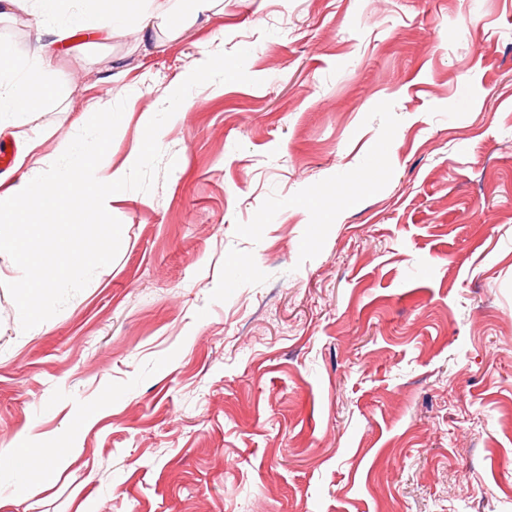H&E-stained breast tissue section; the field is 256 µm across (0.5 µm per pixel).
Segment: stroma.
Returning a JSON list of instances; mask_svg holds the SVG:
<instances>
[{
    "label": "stroma",
    "instance_id": "obj_1",
    "mask_svg": "<svg viewBox=\"0 0 512 512\" xmlns=\"http://www.w3.org/2000/svg\"><path fill=\"white\" fill-rule=\"evenodd\" d=\"M56 70L34 159L96 98L126 180L29 335L0 255V444L78 451L0 512H512V0H224Z\"/></svg>",
    "mask_w": 512,
    "mask_h": 512
}]
</instances>
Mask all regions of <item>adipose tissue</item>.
I'll return each mask as SVG.
<instances>
[{"mask_svg":"<svg viewBox=\"0 0 512 512\" xmlns=\"http://www.w3.org/2000/svg\"><path fill=\"white\" fill-rule=\"evenodd\" d=\"M222 0H92L79 11L68 10L66 0H0V16L23 12L35 31H54L53 40L36 42L29 61H20L14 50L0 48V134L21 122L37 120L44 101L53 96L56 85L50 76L61 48L58 36L75 28L87 37H113L130 23L140 29L163 26L168 37L187 36L199 23L208 21ZM86 135L60 142V166L30 176L24 169L35 149L25 141L15 159L21 177L12 179L0 192V254L15 259L25 271L16 305L15 331L23 335L38 328L47 298L60 288H75L93 264L105 261V249L69 255L57 263L63 243L45 236L44 228L60 220L70 222L74 236L86 238L87 228L76 222L71 205L75 199L90 201L102 208L124 189V168L112 169L103 163L112 138L115 114L98 100L86 102ZM69 455L57 448H0V470L16 477L19 485L39 483L50 486L58 463Z\"/></svg>","mask_w":512,"mask_h":512,"instance_id":"ef3b65f1","label":"adipose tissue"}]
</instances>
